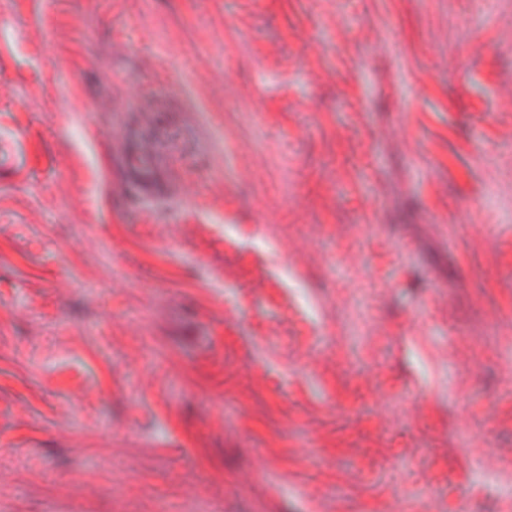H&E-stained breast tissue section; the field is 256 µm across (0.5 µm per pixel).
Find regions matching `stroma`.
<instances>
[{
	"label": "stroma",
	"mask_w": 512,
	"mask_h": 512,
	"mask_svg": "<svg viewBox=\"0 0 512 512\" xmlns=\"http://www.w3.org/2000/svg\"><path fill=\"white\" fill-rule=\"evenodd\" d=\"M508 87L512 0H0V512H512ZM125 180L115 185L119 195L132 191L150 197L154 193L157 168L156 159L148 146L143 143L127 144L123 155Z\"/></svg>",
	"instance_id": "stroma-1"
}]
</instances>
